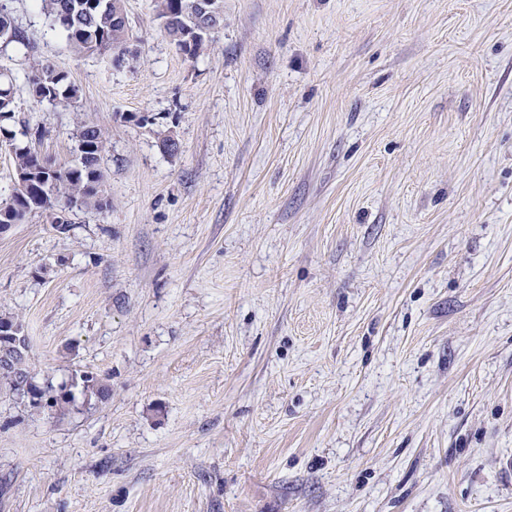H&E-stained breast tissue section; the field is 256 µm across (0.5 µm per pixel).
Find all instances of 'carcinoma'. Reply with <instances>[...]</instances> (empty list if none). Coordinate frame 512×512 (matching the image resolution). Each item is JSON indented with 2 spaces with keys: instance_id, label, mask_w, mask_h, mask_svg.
<instances>
[{
  "instance_id": "cac0c4a2",
  "label": "carcinoma",
  "mask_w": 512,
  "mask_h": 512,
  "mask_svg": "<svg viewBox=\"0 0 512 512\" xmlns=\"http://www.w3.org/2000/svg\"><path fill=\"white\" fill-rule=\"evenodd\" d=\"M41 9L54 28L65 35L72 51L77 55L109 52L115 56L129 51V26L122 16L121 0H40ZM196 0H155L156 17L167 20L164 30L177 48L189 58L203 54L212 41L209 34L197 29L194 13ZM0 42L12 45L23 57L29 56L30 42L14 24L10 11L0 4ZM28 78L29 89L39 86L41 101L66 108L74 106L80 98V88L64 71L48 61H35ZM16 77L0 72V121L4 132L13 138V160L17 171L36 170L45 178H55V198H63L77 209L101 210L110 205L105 196L104 172L100 160L106 143V133L96 124L81 121L77 124L75 138L84 146L83 157L66 167L53 168L47 158L30 145L32 137H41V131L33 130L28 120L16 115ZM41 187L29 197L13 194L0 201V224H8L16 217L35 212L54 218L50 199H39ZM82 393L95 395L106 401L112 388L91 373L80 375ZM31 404L57 413H65L75 402V395L67 386L44 388L30 384Z\"/></svg>"
}]
</instances>
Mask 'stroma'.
<instances>
[{
  "mask_svg": "<svg viewBox=\"0 0 512 512\" xmlns=\"http://www.w3.org/2000/svg\"><path fill=\"white\" fill-rule=\"evenodd\" d=\"M153 5L116 67L8 0L111 205L0 233V314L112 397L0 392V512H512V0H224L195 59ZM30 68L33 74L28 77L29 91L32 93L34 86L41 84L39 96L42 98L38 101H46L53 106L75 107L80 98V88L66 72L48 61H34ZM18 363L21 365V370L26 373L27 376L31 377L32 383L30 384L31 406L34 408H42L51 411H55L60 414H64L70 405L75 402V395L72 390L67 389L66 385H61L57 389L52 385H48L45 388H40L35 384V374L30 363L29 356L26 360H19ZM27 376H21L19 378V384L26 386L29 379Z\"/></svg>",
  "mask_w": 512,
  "mask_h": 512,
  "instance_id": "obj_1",
  "label": "stroma"
}]
</instances>
